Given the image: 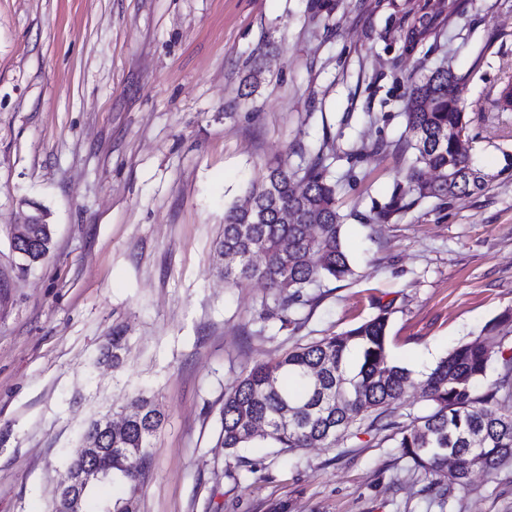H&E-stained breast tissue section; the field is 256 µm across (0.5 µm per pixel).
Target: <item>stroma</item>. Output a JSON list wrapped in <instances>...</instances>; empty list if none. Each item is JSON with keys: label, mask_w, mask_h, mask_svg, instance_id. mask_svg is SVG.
Masks as SVG:
<instances>
[{"label": "stroma", "mask_w": 512, "mask_h": 512, "mask_svg": "<svg viewBox=\"0 0 512 512\" xmlns=\"http://www.w3.org/2000/svg\"><path fill=\"white\" fill-rule=\"evenodd\" d=\"M420 2L0 0V512H51L82 431L139 394L165 422L138 512H512V467L439 482L366 421L330 448L218 441L225 392L295 344L384 312L418 381L512 312V0H460L412 46ZM439 67L488 181L377 221L414 157L405 94ZM322 145L353 273L284 326L216 242L269 164ZM35 206L53 249L23 274L11 231Z\"/></svg>", "instance_id": "obj_1"}]
</instances>
